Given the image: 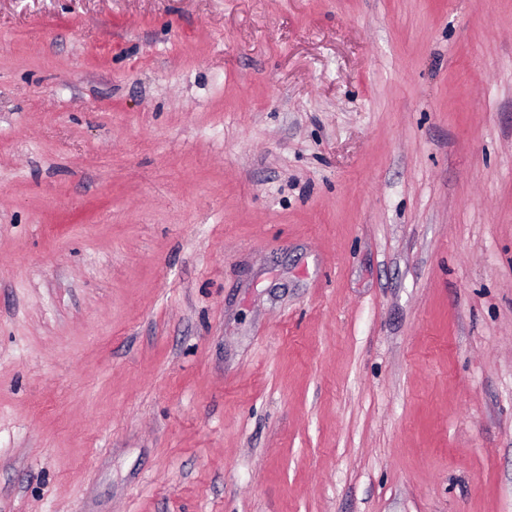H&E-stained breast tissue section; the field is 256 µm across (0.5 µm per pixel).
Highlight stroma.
Wrapping results in <instances>:
<instances>
[{"instance_id": "obj_1", "label": "stroma", "mask_w": 512, "mask_h": 512, "mask_svg": "<svg viewBox=\"0 0 512 512\" xmlns=\"http://www.w3.org/2000/svg\"><path fill=\"white\" fill-rule=\"evenodd\" d=\"M0 512H512V0H0Z\"/></svg>"}]
</instances>
